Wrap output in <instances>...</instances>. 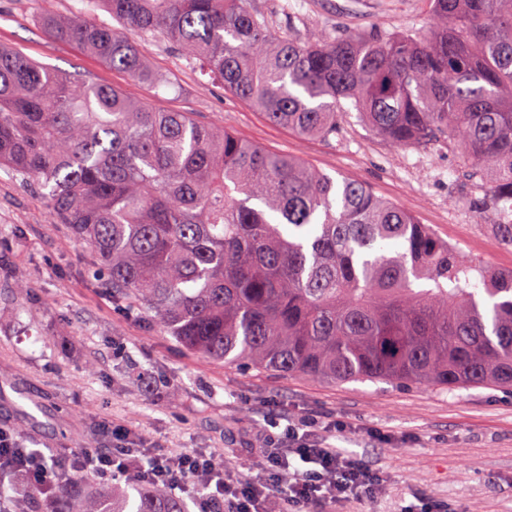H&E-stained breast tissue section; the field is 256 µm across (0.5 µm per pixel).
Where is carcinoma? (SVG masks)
Instances as JSON below:
<instances>
[{
	"instance_id": "carcinoma-1",
	"label": "carcinoma",
	"mask_w": 512,
	"mask_h": 512,
	"mask_svg": "<svg viewBox=\"0 0 512 512\" xmlns=\"http://www.w3.org/2000/svg\"><path fill=\"white\" fill-rule=\"evenodd\" d=\"M266 118L336 133L348 101L395 146L458 142L512 247V0H432L423 33L277 34L252 0H102ZM53 38L149 77L127 33L47 13ZM30 178L112 299L183 347L332 382L512 389V270L300 160L0 48V167ZM49 512H188L163 485L58 487Z\"/></svg>"
}]
</instances>
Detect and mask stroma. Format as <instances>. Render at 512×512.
Returning a JSON list of instances; mask_svg holds the SVG:
<instances>
[{
    "label": "stroma",
    "mask_w": 512,
    "mask_h": 512,
    "mask_svg": "<svg viewBox=\"0 0 512 512\" xmlns=\"http://www.w3.org/2000/svg\"><path fill=\"white\" fill-rule=\"evenodd\" d=\"M281 34L419 32L429 0H254ZM111 22L98 0H0V46L51 70L119 88L161 112H183L312 169L367 185L415 215L464 258L512 270L471 202L479 191L447 144L394 147L356 109L335 135L303 138L201 74L159 35H141L161 84L112 69L50 38L45 11ZM90 248L50 215L36 186L0 168V427L28 447L65 459L75 448L129 447L206 453L245 478L261 453L280 447L289 423L338 420L319 432L375 475L371 496L336 509L297 512H512V392L491 387L331 384L216 363L184 349L153 318L105 292ZM26 281L18 289L17 281Z\"/></svg>",
    "instance_id": "stroma-1"
}]
</instances>
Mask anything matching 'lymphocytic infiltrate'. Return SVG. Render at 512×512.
<instances>
[{"mask_svg": "<svg viewBox=\"0 0 512 512\" xmlns=\"http://www.w3.org/2000/svg\"><path fill=\"white\" fill-rule=\"evenodd\" d=\"M288 445L258 461L247 481L231 478L226 466L206 454L173 456L151 448H79L74 458L82 468L126 475L144 484H161L172 492L200 491L198 512H267L273 492L283 491L286 508L300 504H333L372 493L375 477L359 461L336 449L310 443L300 425L287 428ZM17 489L57 486L62 467L24 441L0 429V475Z\"/></svg>", "mask_w": 512, "mask_h": 512, "instance_id": "1", "label": "lymphocytic infiltrate"}]
</instances>
